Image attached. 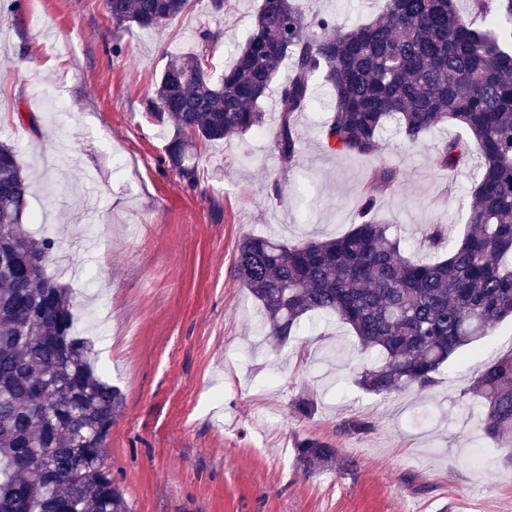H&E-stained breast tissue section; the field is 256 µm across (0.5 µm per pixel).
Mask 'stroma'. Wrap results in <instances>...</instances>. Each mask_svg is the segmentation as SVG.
Masks as SVG:
<instances>
[{
	"instance_id": "1",
	"label": "stroma",
	"mask_w": 512,
	"mask_h": 512,
	"mask_svg": "<svg viewBox=\"0 0 512 512\" xmlns=\"http://www.w3.org/2000/svg\"><path fill=\"white\" fill-rule=\"evenodd\" d=\"M384 0H308L312 13L366 22ZM259 0H209L161 28L119 31L105 0H18L0 6V138L32 182L23 218L37 238L71 240L46 272L71 290L73 335L124 400L104 461L134 512H512V463L478 431L482 407L467 388L488 361L512 353V322L466 347L427 392L382 398L355 374L375 357L353 351L343 324L274 346L258 303L235 271L243 237L289 243L339 236L357 222L360 190L375 163L396 172L381 216L413 240L421 225L462 237L479 153L442 172L430 158L460 128L404 144L388 124L371 160L338 154L320 128L330 91L316 82L296 117L302 151L293 168L272 150L269 128L194 147L198 185L166 161L173 136L147 110L172 54L211 30L213 77L244 43ZM303 397L312 415L296 412ZM349 420L367 423L350 433ZM335 444L354 468L307 474L296 447Z\"/></svg>"
}]
</instances>
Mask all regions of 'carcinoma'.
I'll return each instance as SVG.
<instances>
[{"mask_svg": "<svg viewBox=\"0 0 512 512\" xmlns=\"http://www.w3.org/2000/svg\"><path fill=\"white\" fill-rule=\"evenodd\" d=\"M457 2L387 0L375 20L345 27L309 13L304 0H261L224 77L210 74L216 34L204 30L196 51L171 56L148 102L172 124L167 160L191 186L189 148L262 131L263 105L286 62L272 148L289 167L301 151L295 116L311 104L319 77L332 93L321 136L336 153L375 156L390 119L410 144L446 123L465 130L468 139L436 150L442 170L460 167L477 144L482 174L462 238L450 246L446 225L430 223L414 243L440 258L412 260L392 221L378 217L377 199L396 181L386 166L366 179L359 223L347 233L296 244L253 235L239 245L235 271L260 304L267 335L282 345L315 315L340 322L359 352L379 357L359 385L386 397L428 390L463 348L512 320V0H472L480 26ZM189 6L106 0L117 29L158 28ZM29 195L15 147L0 140V253L18 262L0 271V512H133L101 455L123 397L95 374L88 342L71 335L67 289L45 276V265L27 263L49 260L56 247L23 228ZM468 393L486 407L480 430L511 461L512 354L483 366ZM296 451L303 471L354 466L317 437ZM37 453L46 464L32 467Z\"/></svg>", "mask_w": 512, "mask_h": 512, "instance_id": "carcinoma-1", "label": "carcinoma"}]
</instances>
